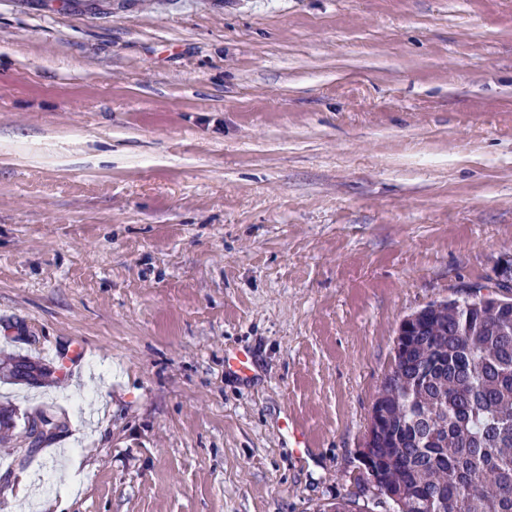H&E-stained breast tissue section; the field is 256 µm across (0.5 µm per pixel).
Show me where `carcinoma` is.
Returning a JSON list of instances; mask_svg holds the SVG:
<instances>
[{
	"label": "carcinoma",
	"mask_w": 512,
	"mask_h": 512,
	"mask_svg": "<svg viewBox=\"0 0 512 512\" xmlns=\"http://www.w3.org/2000/svg\"><path fill=\"white\" fill-rule=\"evenodd\" d=\"M394 362L365 465L377 493L316 512H512V298L427 306L396 337ZM6 372L49 376L27 358L8 360Z\"/></svg>",
	"instance_id": "carcinoma-1"
}]
</instances>
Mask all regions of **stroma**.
Returning <instances> with one entry per match:
<instances>
[{
	"label": "stroma",
	"mask_w": 512,
	"mask_h": 512,
	"mask_svg": "<svg viewBox=\"0 0 512 512\" xmlns=\"http://www.w3.org/2000/svg\"><path fill=\"white\" fill-rule=\"evenodd\" d=\"M505 254L512 0H0V512L358 493L401 322ZM6 372L13 376L15 379L19 380V377L26 378L30 380H36L33 383H38L43 378L49 376V371L45 368H42L36 362L31 361L27 358H18V359H8V363L6 365Z\"/></svg>",
	"instance_id": "35a3bbf8"
}]
</instances>
